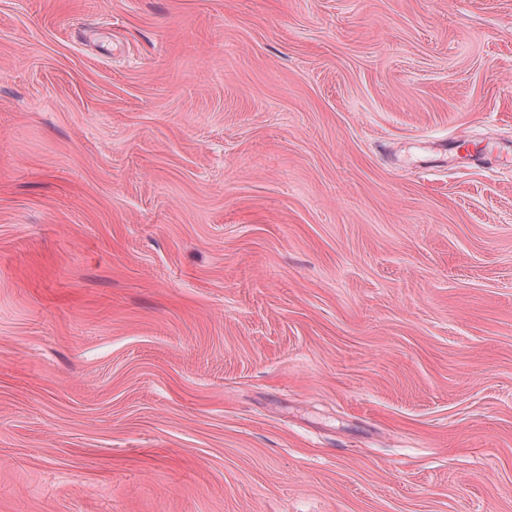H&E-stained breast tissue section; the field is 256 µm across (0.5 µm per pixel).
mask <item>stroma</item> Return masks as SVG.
<instances>
[{
	"label": "stroma",
	"instance_id": "stroma-1",
	"mask_svg": "<svg viewBox=\"0 0 512 512\" xmlns=\"http://www.w3.org/2000/svg\"><path fill=\"white\" fill-rule=\"evenodd\" d=\"M0 512H512V0H0Z\"/></svg>",
	"mask_w": 512,
	"mask_h": 512
}]
</instances>
